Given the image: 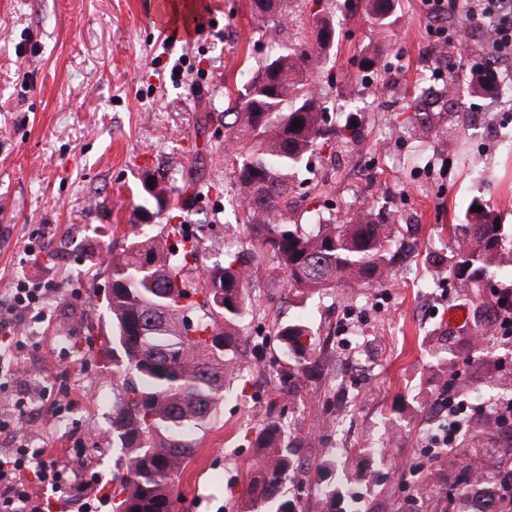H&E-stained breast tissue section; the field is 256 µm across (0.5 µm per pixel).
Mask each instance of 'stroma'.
I'll return each mask as SVG.
<instances>
[{
  "label": "stroma",
  "mask_w": 512,
  "mask_h": 512,
  "mask_svg": "<svg viewBox=\"0 0 512 512\" xmlns=\"http://www.w3.org/2000/svg\"><path fill=\"white\" fill-rule=\"evenodd\" d=\"M176 2L178 37L169 44L152 21L153 0H0V294L29 281L50 310L0 349V421L22 420L28 447L68 462L92 512H112L117 381L97 356L109 332L107 261L124 243L109 228L165 224V214L140 211L144 182L177 193L193 178L206 205L187 204L180 220L202 238L199 266L238 249L246 239L235 222L239 189L217 154L224 111L262 63L327 17L333 45L310 76L329 120L355 116L361 137L348 150L315 153L298 191L317 190V204L330 208L390 209L404 253L386 281L328 289L302 311L270 260L258 261L243 330L249 367L215 421L191 436L197 455L179 508L235 512L248 492L250 437L272 411L300 441L313 480L329 454L389 449L380 485L356 487L362 512H418L409 471L434 416L415 396L431 376L434 330L461 305L428 282V270L449 260L446 229L462 223L476 187L460 156L489 174L486 193L512 228V92L463 88L443 102L434 90L450 71L468 79L488 56L487 37L471 34L436 68L421 0H395V21L383 29L372 25L367 0H283L293 26L257 17L251 0ZM369 51L381 77L362 67ZM424 88L425 108L448 138L422 151L404 121ZM300 312L327 344L321 379L291 401L267 369L281 355L278 327ZM63 327L73 345L58 343Z\"/></svg>",
  "instance_id": "obj_1"
}]
</instances>
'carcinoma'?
Instances as JSON below:
<instances>
[{"label":"carcinoma","instance_id":"carcinoma-1","mask_svg":"<svg viewBox=\"0 0 512 512\" xmlns=\"http://www.w3.org/2000/svg\"><path fill=\"white\" fill-rule=\"evenodd\" d=\"M378 23L386 24L393 0H370ZM252 9L276 21L281 0H253ZM334 30L328 19L317 23L312 39L296 40L288 50L267 60L249 81L235 112L224 123V165L233 169L240 186L238 222L247 232L245 250L226 253L192 282L189 273L201 250V238L186 224H163L147 235L141 224L112 225L126 246L109 261L112 301L106 310L112 322L103 359L112 360V376L121 381V393L112 405V444L118 457L112 473V512H176L175 490L196 457L186 440L209 423L230 383L243 375L239 357L240 328L251 312L248 294L249 264L267 257L285 277L288 291L302 306L314 294L333 286L347 292L385 280L396 242L388 232L394 217L368 207H348L340 220L302 224L296 218L308 194L296 195L295 175L309 157L334 143L345 149L360 131L350 119L328 126L326 113L307 76L306 66L329 47ZM470 88L492 95L497 88L488 70L474 74ZM301 125L292 127L293 122ZM410 131L420 142L441 141L444 132L430 121V113L414 107ZM139 209L155 205L175 212L168 190L157 182L144 185ZM480 206L476 212L472 207ZM466 224L449 229L451 258L434 282L450 284L455 295L474 309L467 352L473 360L466 377L456 372L459 352L448 349L438 372L449 378L452 394L469 398L478 381L512 387L504 363L485 354L487 331L500 316L512 312V289L484 288L500 280L509 245L504 226L484 196L471 197ZM284 359L271 364L277 389L296 395L305 382L322 375L320 343L297 318L277 330ZM509 425L489 412H475L464 423L456 459L472 443L486 445L480 480L459 488L471 499L472 512H497L496 501L483 485L493 486L501 464L497 437ZM251 494L237 512H298L307 493V481L294 482L298 448L280 418H268L252 441ZM323 512H349L353 499L348 484L336 478V463L327 462L320 474Z\"/></svg>","mask_w":512,"mask_h":512}]
</instances>
